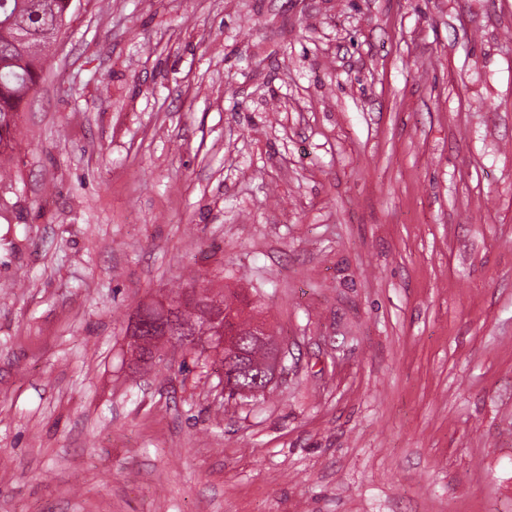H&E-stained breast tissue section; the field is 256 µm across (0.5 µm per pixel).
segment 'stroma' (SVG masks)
Listing matches in <instances>:
<instances>
[{"instance_id":"1","label":"stroma","mask_w":512,"mask_h":512,"mask_svg":"<svg viewBox=\"0 0 512 512\" xmlns=\"http://www.w3.org/2000/svg\"><path fill=\"white\" fill-rule=\"evenodd\" d=\"M0 177V512H512V0H76ZM203 276L229 397L127 326ZM147 329H149V324L146 323V318L142 312H138L131 321L127 334L135 344L133 353L140 363L153 362L160 356V349L152 346L155 341L152 340L151 344L147 342L152 336H142ZM268 331L263 324L255 323L250 332V336H238L239 343L242 349L247 350L249 353V361L254 365L253 367H245L238 362H229L227 367V376L229 383H232V388L229 390V396L236 395L235 389L241 390H258L262 387L254 385L255 378L260 375V366L265 363L268 358V349L265 346H255L252 343L251 336L257 342H262L266 339Z\"/></svg>"}]
</instances>
